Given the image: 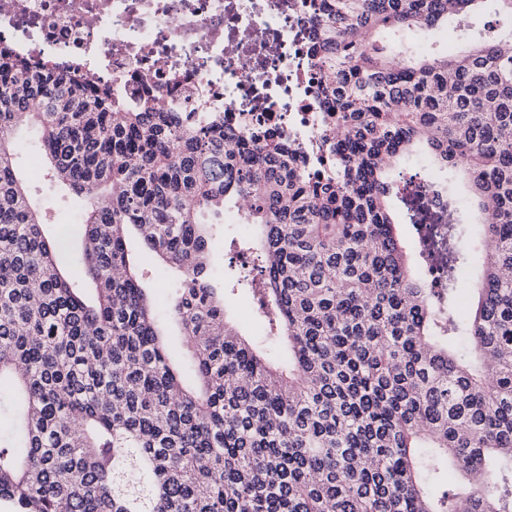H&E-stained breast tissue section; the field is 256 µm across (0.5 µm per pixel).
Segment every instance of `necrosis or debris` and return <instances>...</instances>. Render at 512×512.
I'll use <instances>...</instances> for the list:
<instances>
[{
    "label": "necrosis or debris",
    "instance_id": "4bbe7bcc",
    "mask_svg": "<svg viewBox=\"0 0 512 512\" xmlns=\"http://www.w3.org/2000/svg\"><path fill=\"white\" fill-rule=\"evenodd\" d=\"M318 0H8L0 50L108 82L134 104L142 75L170 111L220 113L242 139L298 146L308 169L326 161L315 69Z\"/></svg>",
    "mask_w": 512,
    "mask_h": 512
}]
</instances>
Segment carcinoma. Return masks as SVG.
I'll return each instance as SVG.
<instances>
[{
  "label": "carcinoma",
  "mask_w": 512,
  "mask_h": 512,
  "mask_svg": "<svg viewBox=\"0 0 512 512\" xmlns=\"http://www.w3.org/2000/svg\"><path fill=\"white\" fill-rule=\"evenodd\" d=\"M478 0H323V133L314 174L285 140L243 146L156 95L0 53V502L15 512H512V37L421 57L389 36L461 20ZM37 129L51 188L90 200L76 271L15 162ZM423 144L448 222L423 223L388 179ZM465 177L478 223L461 218ZM448 269L478 264L462 315L453 278H413L389 202ZM253 226L231 283L212 226ZM178 269L173 367L128 235ZM252 295L264 347L227 321Z\"/></svg>",
  "instance_id": "1"
}]
</instances>
